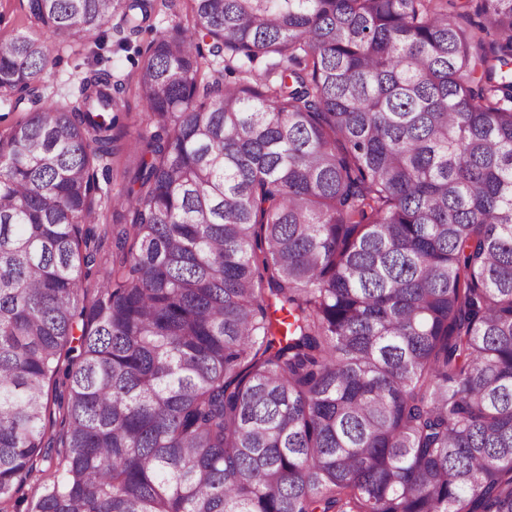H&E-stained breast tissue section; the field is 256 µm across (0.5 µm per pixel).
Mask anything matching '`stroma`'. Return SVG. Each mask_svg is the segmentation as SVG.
I'll list each match as a JSON object with an SVG mask.
<instances>
[{"label": "stroma", "instance_id": "stroma-1", "mask_svg": "<svg viewBox=\"0 0 512 512\" xmlns=\"http://www.w3.org/2000/svg\"><path fill=\"white\" fill-rule=\"evenodd\" d=\"M186 8L185 0H166L150 27L135 34L117 31L114 24H107L104 44L100 47L90 40L73 45L59 39L50 41L49 65L41 78V92L56 103H68L80 80L90 71L94 55L102 54L108 60L107 66L114 79L125 86L123 99L132 130L145 129L149 119L134 95L136 76L150 43L168 34L176 24L184 22Z\"/></svg>", "mask_w": 512, "mask_h": 512}]
</instances>
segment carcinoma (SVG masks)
Returning a JSON list of instances; mask_svg holds the SVG:
<instances>
[{"label":"carcinoma","mask_w":512,"mask_h":512,"mask_svg":"<svg viewBox=\"0 0 512 512\" xmlns=\"http://www.w3.org/2000/svg\"><path fill=\"white\" fill-rule=\"evenodd\" d=\"M158 0H28L0 40V500L15 512H512V0H186L128 136L47 40ZM225 67L269 59L250 81ZM63 411L59 466L17 493ZM133 165L130 163L128 157L122 154L112 160V168L105 181L101 180L102 186L107 188L112 196H117L125 192L129 180L133 174Z\"/></svg>","instance_id":"carcinoma-1"}]
</instances>
